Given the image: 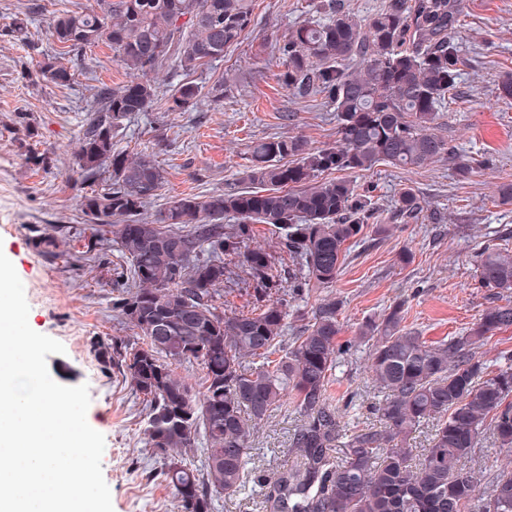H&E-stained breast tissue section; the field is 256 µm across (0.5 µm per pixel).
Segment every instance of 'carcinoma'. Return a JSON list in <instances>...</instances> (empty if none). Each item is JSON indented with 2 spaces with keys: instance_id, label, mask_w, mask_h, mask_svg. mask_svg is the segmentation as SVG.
<instances>
[{
  "instance_id": "cac0c4a2",
  "label": "carcinoma",
  "mask_w": 512,
  "mask_h": 512,
  "mask_svg": "<svg viewBox=\"0 0 512 512\" xmlns=\"http://www.w3.org/2000/svg\"><path fill=\"white\" fill-rule=\"evenodd\" d=\"M463 4L386 0L361 18L336 0H313L309 18L275 45L277 79L297 99L321 96L334 107L336 143L257 140L245 177L251 189L174 196L154 212L166 171L151 154L119 147L124 122L159 103L150 76L160 72L179 77L164 110L194 108L202 93L194 76L244 39L253 0H95L46 20L59 51L40 62L43 80L69 85L66 57L99 44L130 77L96 90L72 178L90 188L79 204L84 220L117 245L112 312L135 331L133 341L114 337L103 348L141 401L145 445L164 460L180 512H213L215 498L239 494L256 425L290 403L300 415L296 462L265 480L263 512H512V469L482 489L471 466L487 438L512 453V354L492 370L479 352L512 327V305L486 307L464 335L439 345L403 325L402 299L365 323L358 339L369 344L383 398L380 425L353 431L327 396L340 303L326 297L297 313L288 335L276 259L249 246L254 225L274 226L293 262L291 295L330 288L376 212L371 196L336 173L414 169L451 155L435 130L457 97ZM395 210L416 218L424 210L417 190L403 188ZM228 257L252 282L246 312L224 309ZM68 260L96 269L102 239ZM477 273L485 287L512 293V250L484 247ZM186 365L200 367L201 387L177 373ZM427 421L429 447L418 454L407 440Z\"/></svg>"
}]
</instances>
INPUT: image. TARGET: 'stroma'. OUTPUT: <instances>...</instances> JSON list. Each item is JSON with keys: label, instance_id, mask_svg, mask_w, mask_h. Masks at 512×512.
Here are the masks:
<instances>
[{"label": "stroma", "instance_id": "obj_1", "mask_svg": "<svg viewBox=\"0 0 512 512\" xmlns=\"http://www.w3.org/2000/svg\"><path fill=\"white\" fill-rule=\"evenodd\" d=\"M57 0H0V250L24 284L31 328L61 342L65 351L47 358L50 374L65 386L88 385V412L105 437L103 476L114 512H178L160 475L162 461L144 448L138 400L102 356L112 338L134 333L112 312V268L84 272L67 262L91 231L77 201L83 192L69 176L78 152V130L94 87L119 84L126 72L107 45L79 55L70 85L42 79L37 64L57 52L43 31L44 14H26L28 4L52 7ZM308 0H256L255 21L243 42L227 50L201 77L203 86L224 83L222 101L202 96L187 112L152 109L124 123L121 147L149 149L166 171L162 198L209 194L245 187L251 142L277 134L301 137L308 147L336 141V113L325 100L308 104L278 85L281 63L275 40L304 19ZM28 20L26 39L11 34ZM465 64L458 98L441 113L438 132L462 158L477 161L468 178L441 159L403 170L378 166L352 179L370 190L376 221L390 234L376 246H353L333 288L343 302L341 358L329 396L351 428L376 423L380 393L368 374V347L356 341L359 327L404 299L407 328L427 341L465 334L490 305L512 304L481 283L477 256L487 243L512 249V203L499 189L512 181V100L498 98V85L512 74V0H465L459 33ZM46 154L37 165L34 154ZM420 194L424 211L405 222L394 212L404 186ZM54 234L60 258L48 260L37 239ZM300 417L293 408L261 425L252 452L269 466L290 455V437Z\"/></svg>", "mask_w": 512, "mask_h": 512}]
</instances>
